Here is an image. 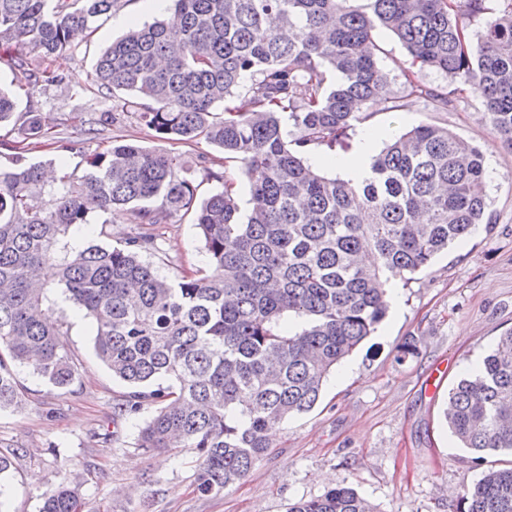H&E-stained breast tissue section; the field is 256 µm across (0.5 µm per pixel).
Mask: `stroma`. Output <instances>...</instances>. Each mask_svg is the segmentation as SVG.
Listing matches in <instances>:
<instances>
[{"label":"stroma","mask_w":512,"mask_h":512,"mask_svg":"<svg viewBox=\"0 0 512 512\" xmlns=\"http://www.w3.org/2000/svg\"><path fill=\"white\" fill-rule=\"evenodd\" d=\"M173 12L170 2L160 11L155 0H119L110 15L97 21L94 34L72 37L70 49L54 57L52 67L63 83L31 94L11 55L0 51V87L16 96L12 122L0 127V166H12L21 155L50 165L56 174L80 175L89 158L112 145L155 146L137 114L106 121L110 99L92 92L75 95L72 84L92 73L99 55L131 24L164 20ZM374 37L381 48L379 62L390 77L387 94L404 97V108L375 112L355 124L334 149L310 151L308 164L335 175V160L352 156L367 134H375L379 151L427 120L482 148L491 223L476 225L411 279L393 281L386 317L374 336L348 357V369L330 372L317 405L278 424L265 456L239 483L217 495L196 491L192 449L149 455L138 448L154 405L116 416L128 385L97 357L92 319L58 303L57 291H50L52 314L80 377L72 391L64 392L47 385L31 367L16 368L26 396L22 410L0 411V454L14 458L0 481V512H39L42 482L63 478L78 484L84 512H287L289 504L340 485L352 487L381 512H457L459 497L483 468L512 461V455L500 453L475 464L444 420L449 389L512 328V150L494 140L471 89H464L447 112L433 111L422 99L405 98V49L388 30H377ZM30 111L57 118L48 139L30 138ZM167 148L179 155L184 172L199 176L198 199L221 190V183L200 176L201 159L221 164V150L203 140L172 141ZM134 231L126 216L97 213L90 223L71 227L64 242L69 247L78 241L119 245ZM142 231L153 238L146 257L161 275L210 273L192 215L177 213ZM411 339L414 354L399 358L400 346ZM438 365L445 375L431 393L426 378Z\"/></svg>","instance_id":"35a3bbf8"}]
</instances>
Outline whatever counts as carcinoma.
<instances>
[{
  "mask_svg": "<svg viewBox=\"0 0 512 512\" xmlns=\"http://www.w3.org/2000/svg\"><path fill=\"white\" fill-rule=\"evenodd\" d=\"M119 0H0V48H17L30 89L59 83L50 68L71 32L112 13ZM179 23L133 24L99 57L97 92L132 98L158 141L204 139L250 177L241 210L229 170L203 169L223 189L197 202L178 157L114 145L81 176L46 187L44 166H0V410L22 408L14 368L29 365L67 389L78 367L45 306L54 283L95 324L98 356L131 391L118 414L156 406L141 430L146 453L195 450L197 489L219 494L264 456L270 426L309 412L331 369L388 312L391 281L423 271L487 215L482 151L448 128L421 122L395 138L358 180L305 162L333 148L353 123L386 105L389 74L374 32L386 29L410 58L407 95L436 111L454 107L461 83L480 97L488 125L512 149V0L485 19L490 0H173ZM433 69L443 86L423 82ZM243 95L245 106L213 109ZM0 90V124L15 110ZM44 137L53 119L28 118ZM158 199L152 207L149 202ZM96 212L132 224L194 216L212 272L171 279L141 255L152 238L65 253L67 231ZM448 428L462 447L512 454V329L448 391ZM41 512H82L78 488L45 485ZM287 512H379L353 488L289 504ZM458 512H512V466L491 467L460 496Z\"/></svg>",
  "mask_w": 512,
  "mask_h": 512,
  "instance_id": "1",
  "label": "carcinoma"
}]
</instances>
